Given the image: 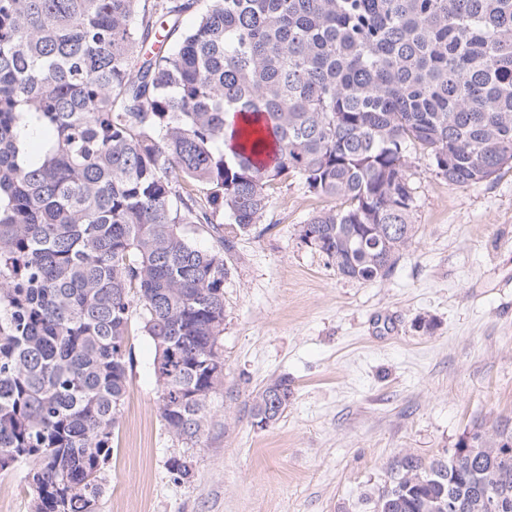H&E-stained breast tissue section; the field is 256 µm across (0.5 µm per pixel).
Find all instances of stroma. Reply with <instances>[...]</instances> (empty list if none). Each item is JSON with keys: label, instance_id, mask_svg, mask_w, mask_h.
<instances>
[{"label": "stroma", "instance_id": "stroma-1", "mask_svg": "<svg viewBox=\"0 0 512 512\" xmlns=\"http://www.w3.org/2000/svg\"><path fill=\"white\" fill-rule=\"evenodd\" d=\"M411 246L382 280L340 277L301 237L333 202L291 180L225 258L224 384L194 475L158 411L155 347L133 320L128 393L98 512H370L403 451L446 458L512 419V168L462 188L413 167ZM432 330L419 329L420 320ZM280 376L273 426L250 394ZM292 394L287 378L271 381L252 394L250 414L253 425L266 428L276 423L287 408Z\"/></svg>", "mask_w": 512, "mask_h": 512}]
</instances>
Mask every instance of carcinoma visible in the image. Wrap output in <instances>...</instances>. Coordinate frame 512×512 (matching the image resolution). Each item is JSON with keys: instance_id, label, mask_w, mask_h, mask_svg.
Wrapping results in <instances>:
<instances>
[{"instance_id": "1", "label": "carcinoma", "mask_w": 512, "mask_h": 512, "mask_svg": "<svg viewBox=\"0 0 512 512\" xmlns=\"http://www.w3.org/2000/svg\"><path fill=\"white\" fill-rule=\"evenodd\" d=\"M414 152L459 187L512 166V0H0V472L29 465L33 512H97L133 316L165 429L203 447L225 243L297 179L336 200L313 249L381 280L412 243ZM292 394L256 391L253 425ZM508 440L399 455L372 512H486V490L512 512Z\"/></svg>"}]
</instances>
